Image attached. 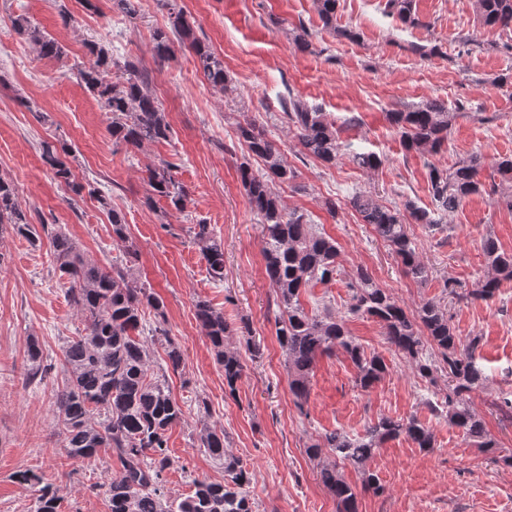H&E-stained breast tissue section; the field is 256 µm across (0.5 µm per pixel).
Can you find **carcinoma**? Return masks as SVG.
<instances>
[{
    "mask_svg": "<svg viewBox=\"0 0 512 512\" xmlns=\"http://www.w3.org/2000/svg\"><path fill=\"white\" fill-rule=\"evenodd\" d=\"M476 2L482 26L512 29V0ZM314 4L323 26L334 27L338 0H314ZM386 7L406 24L419 23L415 0H387ZM171 18L170 31L154 35L155 55L161 60L167 58L177 42L188 49L196 70L212 87L226 89L223 60L196 36L182 9L173 10ZM13 27L26 36L38 56L59 58L64 54V47L28 17H16ZM86 49L91 63L80 70L79 78L111 115L112 139L137 149L168 140L172 127L151 92L147 71L126 61L122 78L114 81L112 68L118 63L112 59L110 48L91 42ZM280 106L303 153L327 167L336 165L343 156V145L327 114L291 97L281 100ZM454 118L455 113L439 101L388 113L404 148L421 155H433L442 149ZM236 138L242 153L238 166L241 182L251 208L261 217L264 268L276 296L275 334L295 404L300 409L306 404L318 358L336 350L342 351L354 366L356 386L363 391L372 389L388 371L384 358L365 352L347 329L344 317L328 308L308 312L300 302L306 289L336 279V240L316 230L303 213L285 208L273 192L274 184L288 185L297 178V170L284 151L251 121L236 125ZM72 156L73 151L64 142L40 144V159L55 181L76 197L87 194L101 206H108L98 187L78 179ZM255 161L261 163V168H253ZM352 162L371 172L381 166L382 159L373 152H364L353 154ZM483 167L484 158L478 153L460 159L450 168L430 166L432 210L408 202L401 211L384 206L365 193L353 195L349 204L361 222L370 225L392 251L404 276L423 285L429 281L431 270L416 251L408 225L436 227L441 224L437 215L453 213L469 197L487 192L486 184L479 179ZM495 172L500 184L512 187V157L498 159ZM147 183V206L153 207L164 199L173 210L184 211L188 193L178 181L177 165L162 160L147 167ZM108 213L112 245L122 257L104 264L88 258L60 225L32 224L18 203L15 185L0 177V228L10 227L34 248L48 244L55 270L67 285V302L83 323L80 335L64 349L68 377L54 394L55 415L67 456L81 462L102 455L117 459L119 472L103 484L110 512H256L248 494L249 469L227 450L224 429L205 422L199 430L198 447L222 466L224 481L195 479L193 490L184 497L171 498L163 491V473L174 464L169 455L168 432L183 420L184 411L166 380L149 376L150 354L139 336L144 309L154 310V316L162 323L166 314L163 302L139 281L130 266L137 249L129 237L125 216L113 208ZM193 240L206 261L210 279L224 281V243L205 223L194 225ZM482 252L487 269L484 279L467 294L448 286L452 298L488 301L503 282L512 281V253L502 251L490 234L483 238ZM348 288V313L380 322L390 347L402 354L430 385L437 386L438 374H447L448 392L432 404V410L461 429L468 442L492 455L493 461L512 467V455L495 457L498 443L470 405V394L487 380L476 355L479 338L463 341L456 334L448 311L436 302H424L415 312H408L362 268L353 274ZM195 319L209 341L216 364L224 370V386L229 394H235L244 373L241 353L226 344L235 328L224 319V311L203 300L195 304ZM161 335L166 370L179 374L185 367L183 350L166 331ZM429 348L437 351L440 360L427 355ZM26 354V378L42 376L45 368L37 337H30ZM401 436L424 450L434 447L433 433L416 418L388 416L369 423L360 436L333 431L324 435L323 443L306 446L305 453L313 460L328 449L331 460L320 466L319 477L336 499V512H358L357 486L346 480L343 467L354 468L362 474L364 485L380 491L378 477L368 464L385 442ZM15 480L32 493L35 512H60L59 489L44 482L41 475L27 469L16 472Z\"/></svg>",
    "mask_w": 512,
    "mask_h": 512,
    "instance_id": "cac0c4a2",
    "label": "carcinoma"
}]
</instances>
